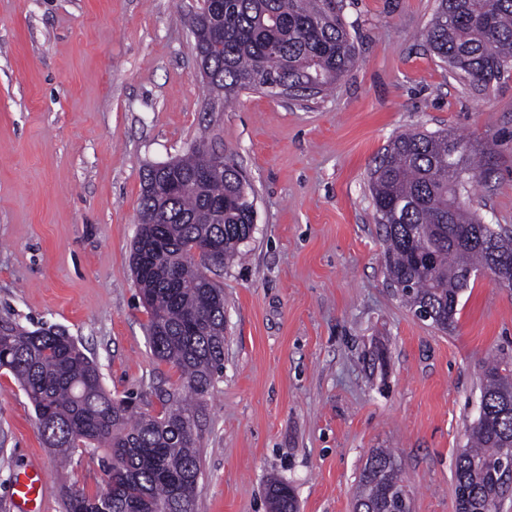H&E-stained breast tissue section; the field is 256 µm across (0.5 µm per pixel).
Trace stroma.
I'll list each match as a JSON object with an SVG mask.
<instances>
[{"instance_id": "1", "label": "stroma", "mask_w": 512, "mask_h": 512, "mask_svg": "<svg viewBox=\"0 0 512 512\" xmlns=\"http://www.w3.org/2000/svg\"><path fill=\"white\" fill-rule=\"evenodd\" d=\"M193 0H0V319L65 327L107 390L161 409L178 374L151 354L131 270L142 174L200 136L233 153L256 230L224 289V375L198 418L195 512H267L266 483L299 512H353L371 453L390 449L413 512H455L453 463L479 414L482 367L512 361V288L484 276L454 330L395 294L368 174L406 130L490 149L469 207L512 228V77L480 92L428 49L437 0H342L356 65L325 96L243 93L206 111ZM41 462V512L63 476L86 493L97 460L61 467L0 369V512L17 470ZM266 497L270 512L298 511L294 489L286 482L271 480L266 486Z\"/></svg>"}]
</instances>
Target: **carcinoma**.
I'll use <instances>...</instances> for the list:
<instances>
[{"label": "carcinoma", "mask_w": 512, "mask_h": 512, "mask_svg": "<svg viewBox=\"0 0 512 512\" xmlns=\"http://www.w3.org/2000/svg\"><path fill=\"white\" fill-rule=\"evenodd\" d=\"M203 81L224 104L243 92L284 86L298 97L324 95L358 60L338 0H214L209 13H187ZM430 52L465 84L486 90L512 72V0H438L426 32ZM450 131L396 135L370 170L375 223L385 228L384 266L398 297L413 311L427 307L432 323L452 330L470 280L465 271L512 276V231L484 224L467 206L486 173ZM216 151L193 142L173 159L181 187L169 194L145 169L132 267L149 315L154 358L179 373V386L157 414L134 397L116 398L98 362L59 325L30 331L0 321V369L30 401L46 447L97 458L105 487L93 494L67 488L66 512H195L201 477L197 413L224 372V288L213 269L234 261L253 236L252 189L232 154L212 171ZM167 228L159 272L141 265L156 225ZM483 416L455 463L456 512H498L497 485L512 464V363L482 373ZM269 512H298L294 489L272 480ZM354 512H411L394 456L373 453L360 476Z\"/></svg>", "instance_id": "1"}]
</instances>
